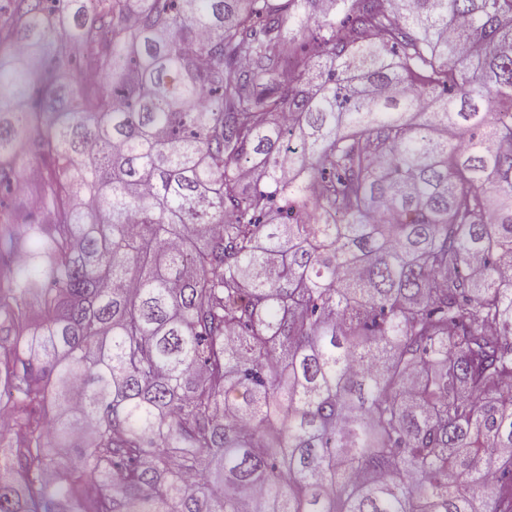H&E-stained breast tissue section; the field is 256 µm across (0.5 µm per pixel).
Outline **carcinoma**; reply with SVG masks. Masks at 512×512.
<instances>
[{
    "label": "carcinoma",
    "instance_id": "1",
    "mask_svg": "<svg viewBox=\"0 0 512 512\" xmlns=\"http://www.w3.org/2000/svg\"><path fill=\"white\" fill-rule=\"evenodd\" d=\"M34 155L0 512H512V0H9Z\"/></svg>",
    "mask_w": 512,
    "mask_h": 512
}]
</instances>
